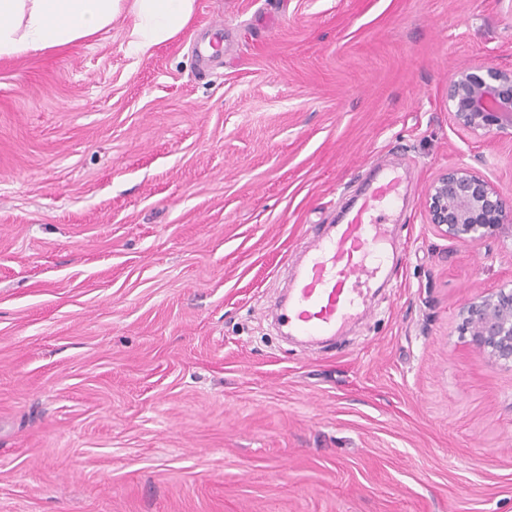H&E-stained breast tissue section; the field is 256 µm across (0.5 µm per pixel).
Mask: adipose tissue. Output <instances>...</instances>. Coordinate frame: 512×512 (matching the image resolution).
Listing matches in <instances>:
<instances>
[{
  "label": "adipose tissue",
  "instance_id": "obj_1",
  "mask_svg": "<svg viewBox=\"0 0 512 512\" xmlns=\"http://www.w3.org/2000/svg\"><path fill=\"white\" fill-rule=\"evenodd\" d=\"M134 23L128 47L136 54L179 34L194 11V0H0V57L61 48L112 25L122 11Z\"/></svg>",
  "mask_w": 512,
  "mask_h": 512
}]
</instances>
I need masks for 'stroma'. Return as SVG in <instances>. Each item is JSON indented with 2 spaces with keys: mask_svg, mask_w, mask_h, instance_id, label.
I'll return each mask as SVG.
<instances>
[{
  "mask_svg": "<svg viewBox=\"0 0 512 512\" xmlns=\"http://www.w3.org/2000/svg\"><path fill=\"white\" fill-rule=\"evenodd\" d=\"M132 23L0 58V512H512V369L459 330L512 241L422 207L451 167L512 201V137L448 112L512 68V0H195L143 55ZM389 162L372 315L284 340L305 238Z\"/></svg>",
  "mask_w": 512,
  "mask_h": 512,
  "instance_id": "35a3bbf8",
  "label": "stroma"
}]
</instances>
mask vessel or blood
<instances>
[{
    "instance_id": "1",
    "label": "vessel or blood",
    "mask_w": 512,
    "mask_h": 512,
    "mask_svg": "<svg viewBox=\"0 0 512 512\" xmlns=\"http://www.w3.org/2000/svg\"><path fill=\"white\" fill-rule=\"evenodd\" d=\"M403 196L398 168L378 167L345 222L308 242L287 295L276 304L290 335L335 336L368 315L369 291L386 269V255L400 246L391 226Z\"/></svg>"
}]
</instances>
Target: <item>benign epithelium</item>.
<instances>
[{
  "mask_svg": "<svg viewBox=\"0 0 512 512\" xmlns=\"http://www.w3.org/2000/svg\"><path fill=\"white\" fill-rule=\"evenodd\" d=\"M448 108L454 124L474 135H512V69L482 65L452 75ZM436 233L460 243L512 237V206L500 189L466 167H452L434 180L422 202ZM461 330L491 362L512 366V288L486 292L466 304Z\"/></svg>",
  "mask_w": 512,
  "mask_h": 512,
  "instance_id": "benign-epithelium-1",
  "label": "benign epithelium"
}]
</instances>
